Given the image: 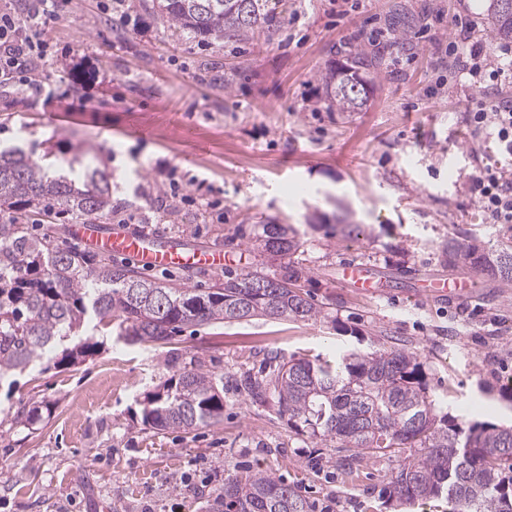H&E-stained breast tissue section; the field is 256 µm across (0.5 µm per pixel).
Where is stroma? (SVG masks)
<instances>
[{"label":"stroma","instance_id":"obj_1","mask_svg":"<svg viewBox=\"0 0 512 512\" xmlns=\"http://www.w3.org/2000/svg\"><path fill=\"white\" fill-rule=\"evenodd\" d=\"M106 0H58L47 55L0 82V145L42 153L84 148L112 176L103 226L224 251L226 268L283 274L321 307L320 320L256 318L188 325L162 346L131 344L112 325L77 367L36 365L0 381V512H206L215 471L236 465L295 485L315 512H451L447 499L397 505L380 496L391 458L346 474L333 444L295 430L275 401L238 386L271 358L333 359L399 345L417 354L438 413L512 425V288L483 282L474 301L428 303L408 275L447 273L449 238L486 249L512 226L477 206L469 177L512 157L470 126L474 93L445 53L451 19L477 23L471 43L500 40L488 0H277L272 27L243 41L199 43L143 0L123 18ZM364 50L372 91L357 112L332 107L320 76ZM292 224L293 263L253 244L252 225ZM370 226L346 237L341 225ZM365 263L390 293L346 287L337 269ZM224 379V416L156 431L141 401L189 364ZM39 407L32 428L15 412Z\"/></svg>","mask_w":512,"mask_h":512}]
</instances>
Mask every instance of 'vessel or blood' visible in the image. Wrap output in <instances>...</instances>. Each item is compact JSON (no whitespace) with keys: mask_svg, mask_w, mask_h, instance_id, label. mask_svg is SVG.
<instances>
[{"mask_svg":"<svg viewBox=\"0 0 512 512\" xmlns=\"http://www.w3.org/2000/svg\"><path fill=\"white\" fill-rule=\"evenodd\" d=\"M68 233L85 242L93 249L105 253L131 258L148 269H178L201 267L219 269L224 265V256L219 251L183 250L174 246L156 243L143 234L124 232L103 233L97 221L88 219L69 225ZM339 279L349 287L366 294L378 295L375 274L370 266L345 264L338 271ZM423 297L449 301H461L470 297L473 290L471 278H430L421 279Z\"/></svg>","mask_w":512,"mask_h":512,"instance_id":"obj_1","label":"vessel or blood"}]
</instances>
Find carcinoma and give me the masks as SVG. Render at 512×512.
Segmentation results:
<instances>
[{
  "label": "carcinoma",
  "mask_w": 512,
  "mask_h": 512,
  "mask_svg": "<svg viewBox=\"0 0 512 512\" xmlns=\"http://www.w3.org/2000/svg\"><path fill=\"white\" fill-rule=\"evenodd\" d=\"M490 0L499 36L512 39V11ZM270 0H151L148 8L200 43L241 40L276 19ZM356 54L323 75L336 108L356 112L368 81ZM112 207L111 174L79 151L46 166L18 146L0 150V211L42 209L92 218ZM255 243L273 257L291 259L302 246L291 224H262ZM469 262L475 271L512 288V246L486 252L448 238L443 262ZM299 271L283 277L244 269L206 289L148 279L112 258L64 249L27 224H0V379L23 372L62 348L60 364L75 366L99 352L94 333L118 322L134 343H162L185 324L232 323L255 317L316 320L324 316L296 288ZM241 386L261 403L277 400L288 422L313 440L334 441L353 459L396 456L410 448L384 487L403 504L446 496L459 512H512V427L474 422L466 427L438 415L420 362L405 347L336 361L282 360L266 382L250 376ZM224 416V389L194 365L146 394L143 423L157 430L190 431ZM209 512H314L293 486L271 474L244 469L224 480Z\"/></svg>",
  "instance_id": "obj_1"
}]
</instances>
